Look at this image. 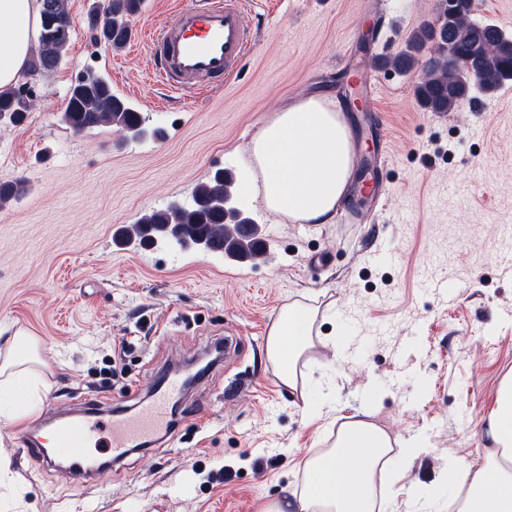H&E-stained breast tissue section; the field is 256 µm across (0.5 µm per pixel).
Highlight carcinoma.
Masks as SVG:
<instances>
[{
    "instance_id": "obj_1",
    "label": "carcinoma",
    "mask_w": 512,
    "mask_h": 512,
    "mask_svg": "<svg viewBox=\"0 0 512 512\" xmlns=\"http://www.w3.org/2000/svg\"><path fill=\"white\" fill-rule=\"evenodd\" d=\"M51 10L41 12L36 68L42 72L55 70L70 39V33L61 30L60 21L69 17L67 0H47ZM142 0H107L101 20L93 26L96 38L113 49L126 45L131 37L129 17L139 12ZM430 43L440 48L453 44L454 53L463 66L487 76L495 90L504 81L512 80V36L496 26L470 17V11H458L454 20L439 25L426 24L410 37L407 48L388 58L384 64L400 72L412 70ZM419 104L432 112H450L465 99L472 98L471 87L459 81L458 70L448 66V60L434 58L425 63L423 76L415 85ZM29 104L21 88L0 91V121L22 122ZM63 120L76 131L101 125L117 128L132 137L144 133L139 113L127 102L112 93L110 84L98 77L78 82L68 98ZM233 179L219 171L213 179L197 187L193 204L189 207L170 206L143 214L136 223L116 230L113 241L120 245L133 242L151 247L160 240H170L180 246H200L210 252L224 253L238 259L254 260L263 254L257 228L246 235L241 227L252 224L242 211L228 206ZM21 181L0 184V204L24 194Z\"/></svg>"
}]
</instances>
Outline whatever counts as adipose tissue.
<instances>
[{
	"label": "adipose tissue",
	"mask_w": 512,
	"mask_h": 512,
	"mask_svg": "<svg viewBox=\"0 0 512 512\" xmlns=\"http://www.w3.org/2000/svg\"><path fill=\"white\" fill-rule=\"evenodd\" d=\"M42 0H0V89L12 87L31 65ZM247 180L264 210L301 224H331L353 199L355 145L340 99L306 96L270 114L249 142ZM315 310L293 303L272 324L266 359L288 387L312 345ZM482 420L496 449L512 461V376L502 380ZM393 440L372 422L356 419L332 448L307 462L305 490L267 512H377V484ZM460 512H512V468L473 473Z\"/></svg>",
	"instance_id": "obj_1"
}]
</instances>
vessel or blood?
<instances>
[{
	"label": "vessel or blood",
	"instance_id": "b4317fda",
	"mask_svg": "<svg viewBox=\"0 0 512 512\" xmlns=\"http://www.w3.org/2000/svg\"><path fill=\"white\" fill-rule=\"evenodd\" d=\"M254 45L253 28L239 0H189L172 22L151 36L158 77L168 89L190 97L240 67ZM181 391L178 378L158 382L137 413L113 410L107 421L92 413L56 417L51 422L53 449L28 447L50 468L69 466L77 477L89 475L91 449L110 462L144 446L162 425L169 401Z\"/></svg>",
	"mask_w": 512,
	"mask_h": 512
}]
</instances>
